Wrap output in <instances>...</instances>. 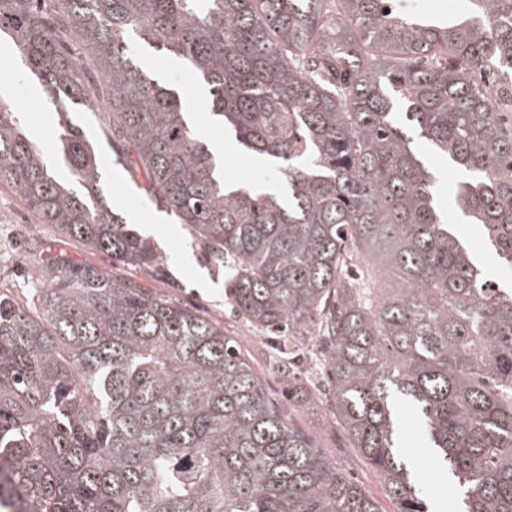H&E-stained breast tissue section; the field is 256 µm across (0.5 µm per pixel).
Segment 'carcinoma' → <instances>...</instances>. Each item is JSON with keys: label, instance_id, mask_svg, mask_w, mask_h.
<instances>
[{"label": "carcinoma", "instance_id": "1", "mask_svg": "<svg viewBox=\"0 0 512 512\" xmlns=\"http://www.w3.org/2000/svg\"><path fill=\"white\" fill-rule=\"evenodd\" d=\"M46 99L103 112L116 164L201 239L245 321L311 354L336 422L399 512H424L397 446L413 407L464 512H512V0L448 16L395 0H0V42ZM145 45L192 70L209 117L270 161L279 189L224 180ZM466 180L437 203L418 141ZM57 180L0 97V183L38 231L127 266L154 246L113 211L86 134L61 124ZM393 275L374 288L365 256ZM40 288L0 292V512H379L264 395L224 327L60 251ZM456 228L467 238L477 258L481 254L484 256L487 252L491 253L490 262L484 263L488 275L501 287L510 288L512 285V270L504 268L497 260L496 255L485 242L482 231L471 224H456Z\"/></svg>", "mask_w": 512, "mask_h": 512}]
</instances>
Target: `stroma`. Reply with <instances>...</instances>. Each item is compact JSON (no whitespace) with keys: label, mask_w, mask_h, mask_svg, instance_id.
Returning a JSON list of instances; mask_svg holds the SVG:
<instances>
[{"label":"stroma","mask_w":512,"mask_h":512,"mask_svg":"<svg viewBox=\"0 0 512 512\" xmlns=\"http://www.w3.org/2000/svg\"><path fill=\"white\" fill-rule=\"evenodd\" d=\"M148 63L154 73L173 82L185 105L194 109L198 137L211 149L224 156L227 181L249 185L270 182L274 172L263 166L256 155L240 149L225 132L222 124L210 119L203 106L207 97L195 74L163 54H152ZM0 95L11 99L22 112L27 127L41 145L43 153L57 177L65 179L68 169L58 161V137L62 119L80 126L92 141L99 156L105 181V193L130 223L154 239L160 256L155 270H138L118 265L110 254L87 250L78 242L60 234L42 235L34 229L35 218L27 206L6 185H0V276L8 278L15 288L27 290L31 283L21 264L22 253L35 243L45 254L65 252L73 259L97 266L135 281L150 295H169L199 314L223 324L227 336L241 343L253 364L268 365L275 335L262 334L237 317L224 296V274L206 263L201 240L193 237L175 217L160 212L155 203L138 188L122 167L114 166L111 144L100 131V112L76 107L68 117H60L42 94L38 85L18 62L13 47L0 44ZM266 395L280 408H292L298 427L310 434L318 448L344 473L357 479L380 504V512H398L394 500L385 496L384 480L379 471L366 465L351 448L346 435L329 411L330 399L322 396L309 405L288 403V384L279 376L264 374ZM403 422L402 447L407 463L421 478L425 503L429 512H453L458 503V489L453 480L430 462V450L406 406H399Z\"/></svg>","instance_id":"obj_1"}]
</instances>
